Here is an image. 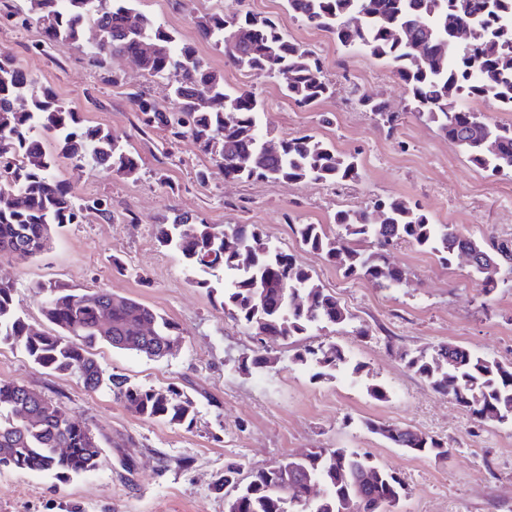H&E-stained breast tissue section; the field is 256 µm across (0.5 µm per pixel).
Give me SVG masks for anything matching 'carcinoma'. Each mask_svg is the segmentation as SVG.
Segmentation results:
<instances>
[{
  "label": "carcinoma",
  "instance_id": "carcinoma-1",
  "mask_svg": "<svg viewBox=\"0 0 512 512\" xmlns=\"http://www.w3.org/2000/svg\"><path fill=\"white\" fill-rule=\"evenodd\" d=\"M134 0H30V14L48 43L77 42L84 23L94 20L100 63L127 56L154 80L167 82L173 106L158 112L143 94L132 103L141 124L174 139L189 135L201 150L224 165V176L237 180L342 183L359 176L355 158L311 134L268 139L260 134V104L249 91H229L223 75L211 70L194 47L178 43L173 32L136 12ZM288 11L304 23L331 34L343 47H360L386 58L407 86L414 110L435 124L483 169H512V125L489 122L480 112L457 106L463 93L473 98L492 93L512 110V0H286ZM464 24L470 40L459 45L455 28ZM201 38L224 48L235 66L257 75L278 77L295 105H314L333 94L311 51L291 40L273 21L246 14L198 18ZM96 164L122 175L138 168V157L121 137L84 123L79 112L37 86L11 53L0 50V257L28 259L42 253L55 228L76 224L93 209L109 220L100 199L77 201L68 182L52 170L68 161L81 165L87 154ZM250 163L240 166L242 157ZM341 233L330 236L321 224H300L296 233L308 250L336 264L345 276H360L380 288L406 279L391 265L389 248L412 243L451 266L468 251L482 290L499 287L502 266L512 268V249L492 240L478 241L453 224H434L420 208L399 199L376 200L352 214L336 213ZM158 240L180 253L196 273H224V315L244 324L262 340L277 342L307 333L321 324L342 325L348 310L335 295L313 283L310 270L293 255L272 250L255 227L220 228L177 215L159 225ZM371 242L367 253L362 243ZM35 296L41 313L56 327L49 334L29 325L15 302V288L0 281V344L19 345L35 364L58 374L78 376L85 387L110 389L127 409L147 419L192 424L195 402L170 386L155 389L108 374L91 352L104 343L114 349L160 358L171 342L181 341L177 325L135 299L104 290L40 284ZM152 325L150 336L140 326ZM295 361L332 376L346 363L337 344L305 349ZM415 370L443 396H452L477 419L512 422V364L446 343L434 353L412 356ZM367 429L389 444L445 458L443 444L409 426L374 420ZM103 449L87 424H81L41 392L21 384L0 383V469L52 472L66 480L94 470ZM317 483L322 496L307 499L304 484ZM221 485L233 491L227 512H385L400 500L405 485L368 455L345 448H313L265 467L229 466Z\"/></svg>",
  "mask_w": 512,
  "mask_h": 512
}]
</instances>
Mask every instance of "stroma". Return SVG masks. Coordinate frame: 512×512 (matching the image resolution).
Here are the masks:
<instances>
[{
  "label": "stroma",
  "instance_id": "stroma-1",
  "mask_svg": "<svg viewBox=\"0 0 512 512\" xmlns=\"http://www.w3.org/2000/svg\"><path fill=\"white\" fill-rule=\"evenodd\" d=\"M134 6L195 47L223 74L226 87L251 90L271 136L317 135L355 157L360 176L342 184L225 178L223 167L192 138L173 141L161 130H142L132 94L145 93L164 112L171 106L168 88L127 57L92 66L98 40L92 23H85L78 42L41 53L33 49L43 39L40 25H0V49L11 52L38 86L80 112L86 124L120 136L139 157L131 175L97 168L89 158L81 168L56 169L76 198L104 200L111 220L85 211L82 223L53 232L43 254L0 257V280L13 284L27 322L47 333L54 327L34 290L48 282L105 289L166 315L183 333L171 355L150 359L106 344L93 351L106 371L146 387L174 386L196 401L192 426L145 419L108 390H87L77 376L35 365L21 347L0 345V382L24 384L60 402L92 428L103 448L96 470L64 481L48 472L0 470V512H226L219 480L227 466L245 473L312 448L366 452L400 476L405 491L397 512H512V423L477 421L435 393L405 360L453 343L512 363V270L501 269V288L488 294L464 260L446 269L435 255L403 243L388 260L406 271V281L379 288L345 277L308 252L294 232L299 224L332 231L338 211L358 213L377 198L401 199L419 205L432 223L512 246V171L491 173L472 164L414 113L387 60L344 50L330 34L296 20L286 0H135ZM214 13L274 21L319 58L334 96L300 108L285 97L280 80L234 66L197 32V18ZM366 96L396 113L394 125L365 110ZM177 213L256 227L264 242L308 267L351 321L285 341L257 340L224 315L220 292L199 287L183 259L159 244L157 224ZM360 327L368 336H357ZM332 342L348 351L351 362L334 378L315 377L295 362L305 348ZM260 356L266 367L243 369V362ZM356 364L361 370L355 374ZM371 384L382 385L386 399L369 396ZM369 419L411 426L443 442L448 456L393 447L367 430Z\"/></svg>",
  "mask_w": 512,
  "mask_h": 512
}]
</instances>
